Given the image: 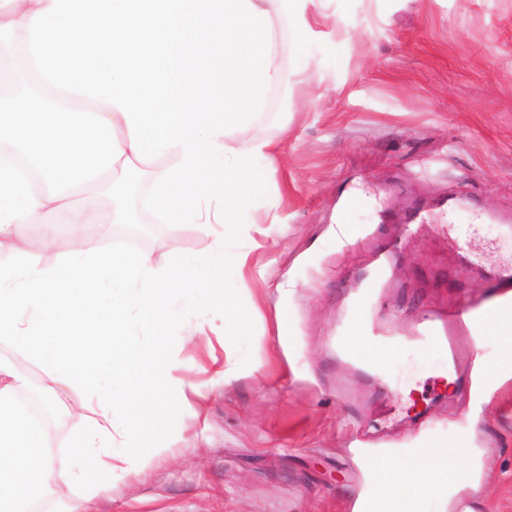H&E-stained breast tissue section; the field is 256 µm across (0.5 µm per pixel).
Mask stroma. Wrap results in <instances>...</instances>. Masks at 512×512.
I'll return each instance as SVG.
<instances>
[{
    "label": "stroma",
    "instance_id": "stroma-1",
    "mask_svg": "<svg viewBox=\"0 0 512 512\" xmlns=\"http://www.w3.org/2000/svg\"><path fill=\"white\" fill-rule=\"evenodd\" d=\"M278 43L284 80L238 135L276 146L273 171L248 174L253 223L208 230L160 217L147 191L128 199L138 253L202 255L219 232L247 250L229 291L243 334L221 345L190 311L164 335L134 327L191 393L149 400L130 453L150 468L87 512H362L377 461L433 447L461 466V444L479 489L447 512H512V360L493 337L456 327L454 361L407 346L381 381L330 348L379 254L378 318L405 335L497 295L512 269V0H308ZM52 405L40 452L60 468L80 399Z\"/></svg>",
    "mask_w": 512,
    "mask_h": 512
}]
</instances>
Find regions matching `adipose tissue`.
I'll list each match as a JSON object with an SVG mask.
<instances>
[{
  "label": "adipose tissue",
  "instance_id": "ef3b65f1",
  "mask_svg": "<svg viewBox=\"0 0 512 512\" xmlns=\"http://www.w3.org/2000/svg\"><path fill=\"white\" fill-rule=\"evenodd\" d=\"M26 12L0 18V87L24 75L19 94H0V150L11 148L37 173L28 182L0 153V343L44 367L41 392L55 398L91 389L94 426L73 421L83 455L108 475L134 470L127 448L133 427L121 424L132 400L150 393L182 400L165 346L129 340L131 322L166 331L182 312L207 313L206 283L246 257L229 260L226 235L205 257L142 255L132 266L106 253L71 250L63 264L45 262L57 229L92 217L79 195L107 187L117 219L125 217L130 182L146 179L154 202L192 200L185 224H247L249 167L272 168L275 148L234 137L255 116L263 93L279 84L281 19L302 16L307 0H33ZM224 60L227 85L197 81L213 58ZM170 159L167 167L153 158ZM44 218L42 252L19 231ZM24 380L0 366V512H13L28 491L84 481L81 466L55 468L33 459L19 432L26 422L13 401ZM373 512H426L427 501L473 488L470 470L451 468L435 448L418 449L400 466L376 468Z\"/></svg>",
  "mask_w": 512,
  "mask_h": 512
}]
</instances>
